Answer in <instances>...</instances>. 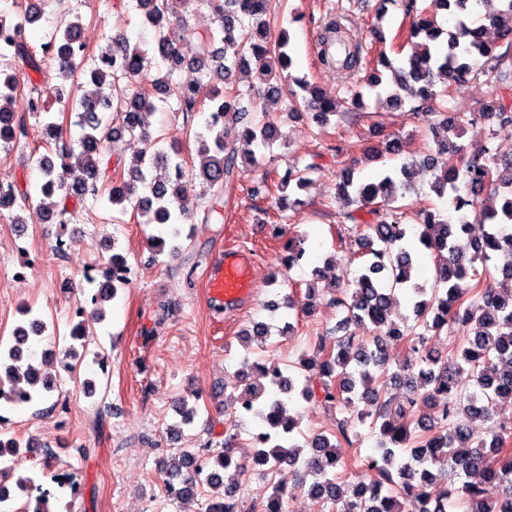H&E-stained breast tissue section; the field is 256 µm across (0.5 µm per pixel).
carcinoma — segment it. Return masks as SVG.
I'll use <instances>...</instances> for the list:
<instances>
[{"instance_id":"carcinoma-1","label":"carcinoma","mask_w":512,"mask_h":512,"mask_svg":"<svg viewBox=\"0 0 512 512\" xmlns=\"http://www.w3.org/2000/svg\"><path fill=\"white\" fill-rule=\"evenodd\" d=\"M194 0H135L143 24L153 32L152 51L130 44L123 34L110 35L98 55L80 48L83 23L80 17L63 14L54 29L40 42L28 41L27 28L41 20L38 12L12 4L11 13L0 9V141L12 143L26 135L23 116L12 108L20 88V76L41 72L44 65L57 66L60 77L70 86L60 85L46 95L29 83V108L44 114L43 140L46 153L38 159L41 174L36 191L41 196L42 216H57L66 223L70 206L83 201L87 193L108 189L114 206L133 205L135 215L147 224L165 228L159 243H173L182 235L191 212L199 207L191 191L200 184L208 192V208L203 221L214 213H224V194L236 176L238 156L252 160L255 150L279 136L277 124L257 122L251 117L254 95L263 102V111L283 106L289 118L303 111L325 124L335 114L336 100L312 86L304 77L289 72L292 58L287 47L289 30L274 31L272 24L283 0H201L213 16L214 26L196 32L195 52L186 56L177 32L191 29ZM405 14L412 18L408 36L416 39L413 51L395 70L393 84L381 76L368 89L377 99L400 106V90L415 85L422 100H446L450 91L468 77H486L492 98L481 119H493L497 131L512 137V56L494 53L495 46L483 38L486 26L467 15L479 0H432L444 9L455 8L465 17L447 32L435 22L414 17L418 0H401ZM500 38H512V0H502L497 16L489 19ZM159 56L166 66L162 75H149L151 58ZM321 62L351 72L361 65L360 47L341 34L338 21L329 20L318 38ZM486 59L477 68L473 62ZM255 74L258 85L240 86L238 70ZM189 71L195 78L177 81L174 75ZM174 99L186 114H205L196 128L189 127L197 145L194 158L187 160L175 146L155 148L150 117L155 101ZM214 112L242 124L238 144L224 143V125L210 119ZM75 115L73 125L80 134L72 139L59 120ZM137 135L152 151L142 153L137 163L124 170L120 163L106 160L100 144L122 136ZM69 170L71 181L57 179L56 163ZM512 169V142L487 146L467 155L451 141H443L435 151L403 164L395 171L380 173L366 183H354L353 172L344 170L339 184L346 204L357 208L343 214L338 239L353 235L366 261L352 272L353 288L339 281L323 282V271L314 269L315 280L306 291L303 308L325 305L343 312L332 330L333 339L322 337L312 353H302L296 363L298 373L307 372L319 380V391L305 386L299 395L317 399L328 408L348 407L359 400L368 410L357 414L360 422L372 418L370 429L378 431L373 455H346L351 446L349 423L339 421L336 432L318 433L299 440L298 421L288 413L295 390L293 378L279 390L264 384L260 377L241 379L240 397L254 406L256 418L269 425L268 443L254 449L256 465L266 474H275L288 461L302 464L314 481L307 489L316 503L337 505L338 512H404L412 500L416 512H447L448 500L457 497L463 512H512V422L494 425L490 437L476 436L471 428L476 419L490 420L500 401L512 400V181L501 179V168ZM318 165L288 168L272 184L264 178L250 187L253 197H269L293 181L302 187ZM427 174L431 188L457 213L450 222L441 211L421 209L417 223L407 222L404 206L394 205L400 189H415L418 178ZM502 186L499 206L485 204L475 215L478 197L487 189ZM31 198L28 187L17 180L0 181V209L23 210ZM371 219L363 220L357 211ZM481 225L479 237H470L469 224ZM304 237L284 244L281 263H299L306 250ZM434 256V286L416 283L413 270L421 249ZM485 266L478 273L475 263ZM105 282L85 322L72 328L71 338L81 341L90 326L103 318L105 304L112 303L123 282L107 270ZM412 304L416 324L407 330L396 322L400 299ZM370 323L381 332L373 343L363 342L356 327ZM47 323L34 316L13 332L14 343L0 350V362L10 365V387L31 397L35 405L54 389L49 373L51 361L36 360L29 343L45 333ZM462 331V342L447 355L427 350V336L441 331ZM293 323L284 320L274 327L256 325L253 332L269 341L285 337ZM400 385L407 396L394 402L392 387ZM231 434L224 450L206 454L213 472L210 485H224V501L211 503L207 512H238L239 477L245 464L234 457ZM195 453L185 449L161 462L167 491L185 501L195 500L203 481L192 473ZM497 489L495 496L487 488ZM286 490L275 484L269 497L256 501L251 512H286Z\"/></svg>"}]
</instances>
